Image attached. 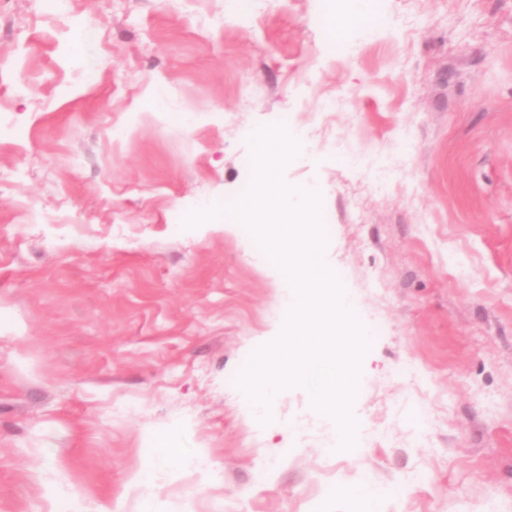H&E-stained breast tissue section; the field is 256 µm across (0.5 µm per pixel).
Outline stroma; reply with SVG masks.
Masks as SVG:
<instances>
[{
  "label": "stroma",
  "mask_w": 512,
  "mask_h": 512,
  "mask_svg": "<svg viewBox=\"0 0 512 512\" xmlns=\"http://www.w3.org/2000/svg\"><path fill=\"white\" fill-rule=\"evenodd\" d=\"M380 7L354 50L320 0H0V512H362L345 485L512 512V0ZM285 115L311 147L283 179L317 184L324 261L376 329L355 456L325 454L305 388L247 414L280 288L246 237L183 225L250 184L236 125ZM182 439L204 470L158 467Z\"/></svg>",
  "instance_id": "obj_1"
}]
</instances>
